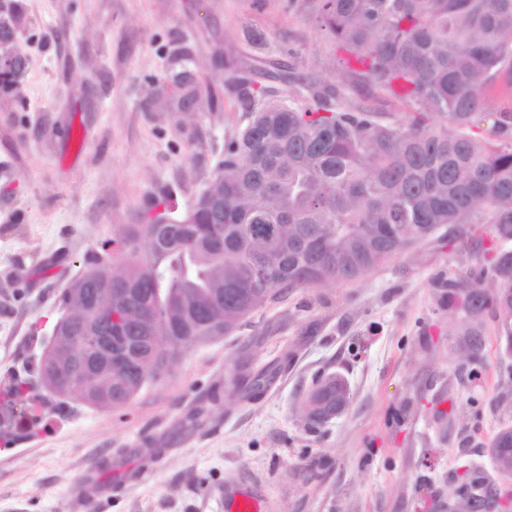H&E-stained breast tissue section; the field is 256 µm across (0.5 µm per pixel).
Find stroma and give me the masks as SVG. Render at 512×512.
Segmentation results:
<instances>
[{
  "label": "stroma",
  "instance_id": "stroma-1",
  "mask_svg": "<svg viewBox=\"0 0 512 512\" xmlns=\"http://www.w3.org/2000/svg\"><path fill=\"white\" fill-rule=\"evenodd\" d=\"M22 4L27 71L0 91V406L19 428L0 451V512H224L229 483L269 512H435L467 463L493 472L489 442L512 425V351L485 318L469 377L457 360L469 318L441 288L479 271L497 243L488 224L471 225L468 261L439 231L353 282L288 292L185 351L123 409L16 398L13 379L37 364L86 258L110 256L108 241L157 201L182 212L245 125L225 56L266 85L290 66L327 84L341 72L308 0ZM183 50L214 102L181 118L150 92ZM349 94L392 122L415 112L382 87ZM263 369L267 385L247 389ZM330 373L349 403L309 430L300 402ZM101 459L120 488L90 503L78 482Z\"/></svg>",
  "mask_w": 512,
  "mask_h": 512
}]
</instances>
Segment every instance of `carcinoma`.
Returning a JSON list of instances; mask_svg holds the SVG:
<instances>
[{"label":"carcinoma","instance_id":"1","mask_svg":"<svg viewBox=\"0 0 512 512\" xmlns=\"http://www.w3.org/2000/svg\"><path fill=\"white\" fill-rule=\"evenodd\" d=\"M311 3L351 72L334 87L295 76L286 100L263 87L242 92L247 123L203 191L180 217L164 204L117 239L124 264L112 267V296L90 306L69 288L61 295L76 332L126 305L144 350L121 374L104 370L50 394L120 410L184 350L229 334L288 291L352 282L441 227L462 235V224H492L499 242L479 273L448 280V306L462 304L470 318L462 367L480 362L487 316L512 348V111L493 113L498 143L475 132L488 89L512 86V0ZM170 77L179 94L154 89L160 111L201 101L197 82ZM360 85L390 89L415 114L385 120L350 101ZM104 271L94 256L75 283L87 289ZM486 278L498 288H484ZM500 490L470 463L448 498L456 512H481Z\"/></svg>","mask_w":512,"mask_h":512}]
</instances>
